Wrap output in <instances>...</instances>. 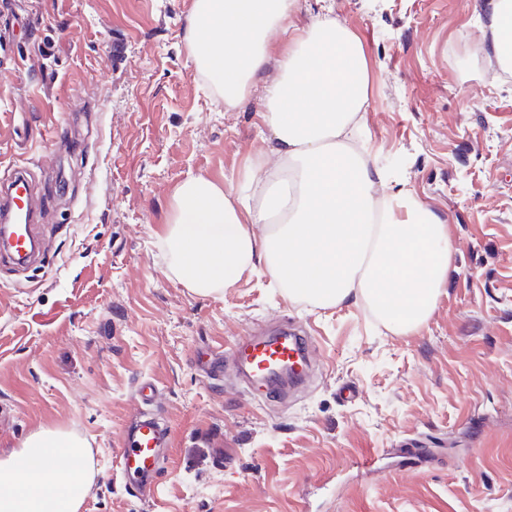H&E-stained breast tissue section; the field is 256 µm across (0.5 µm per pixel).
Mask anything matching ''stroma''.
I'll return each mask as SVG.
<instances>
[{"mask_svg":"<svg viewBox=\"0 0 512 512\" xmlns=\"http://www.w3.org/2000/svg\"><path fill=\"white\" fill-rule=\"evenodd\" d=\"M332 3L369 64L375 194L409 191L449 226L448 284L412 333L361 300L291 299L260 261L208 296L169 273L176 187L235 190L269 154L260 95L225 108L194 68V0L4 7L0 179L51 175L38 262L0 272V457L42 427L85 439L81 512H512V75L480 50L489 0ZM287 322L312 338L303 388L204 372ZM144 380L166 427L149 501L112 471Z\"/></svg>","mask_w":512,"mask_h":512,"instance_id":"stroma-1","label":"stroma"}]
</instances>
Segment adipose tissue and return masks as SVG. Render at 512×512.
<instances>
[{
  "label": "adipose tissue",
  "instance_id": "1",
  "mask_svg": "<svg viewBox=\"0 0 512 512\" xmlns=\"http://www.w3.org/2000/svg\"><path fill=\"white\" fill-rule=\"evenodd\" d=\"M297 0H196L186 33L196 71L235 107L260 90L275 167L257 160L237 192L202 175L175 189L162 241L169 270L195 293L232 287L263 257L289 297L322 307L366 301L389 328L419 331L448 281V227L417 203L394 217L375 198L385 172L351 140L369 106V67L346 25L315 13L292 26ZM484 53L512 61V0H492ZM279 74L264 82L269 60ZM265 227L255 237L251 227ZM93 481L90 450L42 428L0 459V512H79Z\"/></svg>",
  "mask_w": 512,
  "mask_h": 512
}]
</instances>
